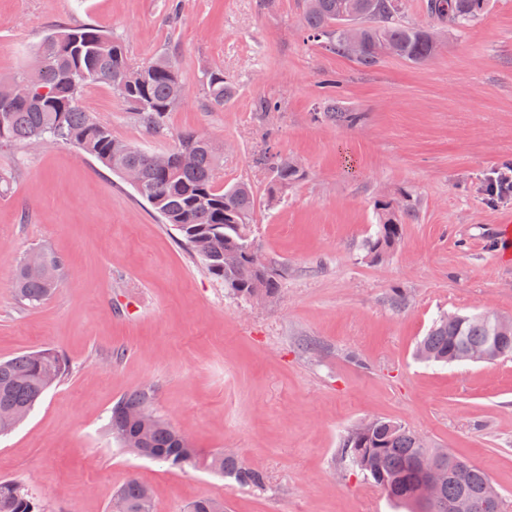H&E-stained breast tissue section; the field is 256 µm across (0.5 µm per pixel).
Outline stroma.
I'll list each match as a JSON object with an SVG mask.
<instances>
[{
    "label": "stroma",
    "mask_w": 512,
    "mask_h": 512,
    "mask_svg": "<svg viewBox=\"0 0 512 512\" xmlns=\"http://www.w3.org/2000/svg\"><path fill=\"white\" fill-rule=\"evenodd\" d=\"M89 23L135 63L174 56L184 95L168 125L223 148L218 185L252 184V236L280 291L267 303L228 293L95 159L55 143L1 144L11 181L0 196V359L51 348L69 372L0 436V480L21 484L39 512H110L133 477L151 489L153 512H190L200 498L223 500L224 512H396L338 454L354 427L386 418L483 469L512 512V358L414 357L440 314L512 317V199L486 192L512 164V0H490L464 32L442 29L425 64L387 57L369 71L308 39L300 0H0V76L31 69L53 30ZM216 68L235 86L221 109L200 81ZM332 97L363 124L320 118ZM264 99L277 111L258 114ZM83 102L115 138L165 149L111 87L87 88ZM266 150L305 171L274 205L254 164ZM381 200L418 214L373 263L365 244ZM40 247L65 268L32 308L12 275ZM142 387L200 456L236 455L265 487L121 448L105 430L109 411Z\"/></svg>",
    "instance_id": "stroma-1"
}]
</instances>
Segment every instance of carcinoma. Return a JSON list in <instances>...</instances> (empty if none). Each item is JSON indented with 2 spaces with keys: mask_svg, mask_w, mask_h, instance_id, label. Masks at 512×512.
<instances>
[{
  "mask_svg": "<svg viewBox=\"0 0 512 512\" xmlns=\"http://www.w3.org/2000/svg\"><path fill=\"white\" fill-rule=\"evenodd\" d=\"M488 0H426V25H405L400 20L401 0H302L303 26L312 38L336 55H345V34L355 26L362 50L355 61L372 68L386 56L423 64L436 55L440 38L437 26L462 31L479 20ZM38 66L9 80H0V144L26 147L32 143L70 145L98 160L116 174L128 166L138 168L145 199L164 223L175 226L184 243L199 257L206 271L224 283V288L246 300H268L279 292L277 273L270 266L256 267L247 251L256 248L251 238L256 197L252 185L240 181L224 188L215 182L222 164L220 148L202 141L193 132L176 136L169 132L167 118L183 93L179 68L165 55L134 65L123 45L93 25L58 28L49 33L38 51ZM26 84L28 99H16L14 85ZM94 84H106L132 109L133 120L147 136L173 141L167 166L157 168L152 150L112 137V130L84 106L83 94ZM207 100L224 106L234 95L224 71L205 72ZM323 117L342 127L360 124L362 116L340 102L328 104ZM257 163L270 171L268 204L280 201L289 187L303 179L304 171L292 159L264 152ZM379 224L366 244L373 262L384 258L397 245L403 224L413 210L376 205ZM40 268L31 269L21 259L13 272L14 291L30 307L43 304L58 288L63 261L52 251L38 250ZM496 313L441 315L418 343L416 359L428 364L463 362L466 347L490 350V362L512 357V345L500 351L493 345ZM67 371L65 358L47 348L0 359V435L7 434L26 418L44 392ZM150 389L144 387L121 397L111 409L106 430L124 448L138 444L146 457L181 467L198 460L197 449L172 425L150 408ZM341 457L382 489L404 509L420 512L415 498L423 467L445 472L440 498L430 512H448V502L463 489L498 494L488 476L472 465L466 482L450 476L460 457L405 425L385 419L367 420L344 439ZM204 466L234 479L242 486L260 487L264 474L242 464L232 454L218 452ZM113 505L123 512H152L149 487L132 478L117 492ZM0 512H38L37 504L21 484L0 481Z\"/></svg>",
  "mask_w": 512,
  "mask_h": 512,
  "instance_id": "cac0c4a2",
  "label": "carcinoma"
}]
</instances>
